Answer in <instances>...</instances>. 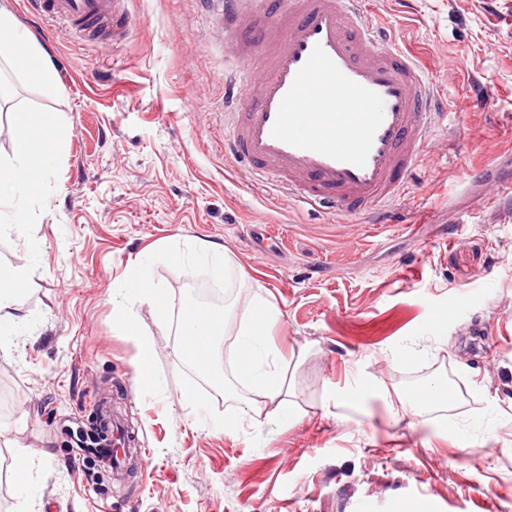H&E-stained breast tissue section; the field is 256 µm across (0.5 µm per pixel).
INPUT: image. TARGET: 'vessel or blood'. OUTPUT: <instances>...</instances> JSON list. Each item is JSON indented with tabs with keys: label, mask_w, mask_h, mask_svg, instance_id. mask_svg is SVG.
Returning a JSON list of instances; mask_svg holds the SVG:
<instances>
[{
	"label": "vessel or blood",
	"mask_w": 512,
	"mask_h": 512,
	"mask_svg": "<svg viewBox=\"0 0 512 512\" xmlns=\"http://www.w3.org/2000/svg\"><path fill=\"white\" fill-rule=\"evenodd\" d=\"M128 0H29L47 22L122 45ZM233 65L224 72V158L254 191L372 224L393 221L429 144L436 92L374 23L363 0H220ZM125 441L111 425L98 459L114 472Z\"/></svg>",
	"instance_id": "obj_1"
}]
</instances>
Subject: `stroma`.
Here are the masks:
<instances>
[{
    "label": "stroma",
    "instance_id": "stroma-1",
    "mask_svg": "<svg viewBox=\"0 0 512 512\" xmlns=\"http://www.w3.org/2000/svg\"><path fill=\"white\" fill-rule=\"evenodd\" d=\"M0 7L59 78L48 91L0 75V157L44 118L68 129L28 223L0 218V271L32 270L31 332L0 346V512H512V0H365L441 101L388 227L269 207L225 161L224 44L202 0H130L137 24L117 50L45 31L24 0ZM192 238L223 245L229 270L173 263L167 247ZM139 276L165 299L133 305L157 349L148 383L112 296ZM198 279L234 291L221 351L255 288L277 305L288 422L244 414L187 367L176 330ZM430 380L457 401L402 409ZM96 389L117 393L144 449L120 484L79 466L63 432L90 425Z\"/></svg>",
    "mask_w": 512,
    "mask_h": 512
}]
</instances>
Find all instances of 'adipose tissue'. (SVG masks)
<instances>
[{
	"instance_id": "obj_1",
	"label": "adipose tissue",
	"mask_w": 512,
	"mask_h": 512,
	"mask_svg": "<svg viewBox=\"0 0 512 512\" xmlns=\"http://www.w3.org/2000/svg\"><path fill=\"white\" fill-rule=\"evenodd\" d=\"M22 67L26 75L48 88L58 85L57 74L48 57L33 44L19 28L13 16L0 8V68ZM34 130L24 129L16 135L12 155L0 160V213L8 212L13 223L26 219L24 201L29 195L31 169L46 170L53 163L50 152L34 153ZM170 258L179 265L226 268L224 249L213 242L193 239L184 248H174ZM28 267L20 266L0 274V340L18 335L25 317L20 286L29 277ZM279 316L276 304L262 289H255L239 315L236 342L225 351L246 375L257 398L248 405L254 414L268 413L270 418L288 417L290 403L281 357L270 338V330ZM226 319L208 324L193 314L185 315L178 326L182 346L192 352L202 370H210L217 362L212 347L216 337L224 335Z\"/></svg>"
}]
</instances>
